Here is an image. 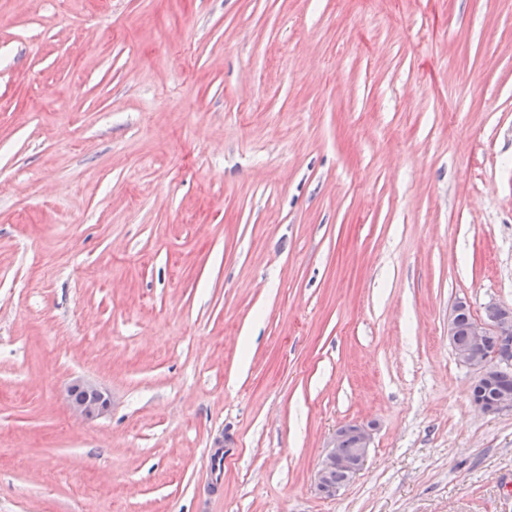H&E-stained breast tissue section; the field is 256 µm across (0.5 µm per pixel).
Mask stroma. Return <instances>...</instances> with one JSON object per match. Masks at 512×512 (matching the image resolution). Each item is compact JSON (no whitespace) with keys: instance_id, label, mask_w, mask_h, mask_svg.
I'll return each mask as SVG.
<instances>
[{"instance_id":"1","label":"stroma","mask_w":512,"mask_h":512,"mask_svg":"<svg viewBox=\"0 0 512 512\" xmlns=\"http://www.w3.org/2000/svg\"><path fill=\"white\" fill-rule=\"evenodd\" d=\"M460 298L512 306V0H0V512H512ZM83 392V398L77 394ZM69 407L72 414L84 421L103 416L110 407V398L105 390L83 379H75L67 389ZM372 428L373 425H363L352 422L340 426L334 431L324 450L320 466L315 476V487L319 493L323 494V488L328 477L327 496H332L328 493L333 486L336 485L335 491L338 493L356 477L362 469L370 452V448L372 447ZM347 434L354 437L356 448H354L352 439L346 437ZM352 451L353 453L349 454ZM333 470L336 471L330 474ZM336 472L342 473L345 477L340 473L336 474Z\"/></svg>"}]
</instances>
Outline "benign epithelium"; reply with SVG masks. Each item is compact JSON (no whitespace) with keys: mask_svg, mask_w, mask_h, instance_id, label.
Segmentation results:
<instances>
[{"mask_svg":"<svg viewBox=\"0 0 512 512\" xmlns=\"http://www.w3.org/2000/svg\"><path fill=\"white\" fill-rule=\"evenodd\" d=\"M470 310L466 300L458 299L448 317V337L459 362L477 373V380L489 381L500 372L512 368V350L500 344L512 340V308L498 303H489L480 315L469 322V341L464 346L455 344L454 336L461 314ZM69 407L72 414L84 421L103 416L110 407V398L105 390L83 379L74 380L67 389ZM471 404L480 412L492 415L512 411V393L504 392L491 401L480 396L471 397ZM372 426L357 422L338 427L324 450L320 466L315 476V487L323 492L331 471L344 475V480L336 484L335 491L345 488L362 469L372 447ZM355 440L353 453L342 451L341 443L346 435Z\"/></svg>","mask_w":512,"mask_h":512,"instance_id":"obj_1","label":"benign epithelium"}]
</instances>
